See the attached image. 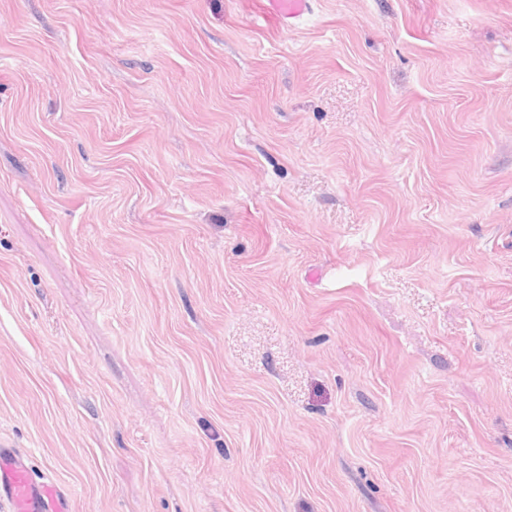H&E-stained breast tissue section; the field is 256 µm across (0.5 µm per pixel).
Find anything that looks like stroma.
Here are the masks:
<instances>
[{
    "mask_svg": "<svg viewBox=\"0 0 512 512\" xmlns=\"http://www.w3.org/2000/svg\"><path fill=\"white\" fill-rule=\"evenodd\" d=\"M0 442L72 512H512V0H0ZM262 11L275 22L288 27L290 20H296L310 9L308 0H260Z\"/></svg>",
    "mask_w": 512,
    "mask_h": 512,
    "instance_id": "stroma-1",
    "label": "stroma"
}]
</instances>
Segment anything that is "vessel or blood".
<instances>
[{
    "label": "vessel or blood",
    "instance_id": "1",
    "mask_svg": "<svg viewBox=\"0 0 512 512\" xmlns=\"http://www.w3.org/2000/svg\"><path fill=\"white\" fill-rule=\"evenodd\" d=\"M262 11L280 24L298 19L310 9L309 0H260ZM0 499L13 512H70V501L52 481H35L22 458L7 447L0 448Z\"/></svg>",
    "mask_w": 512,
    "mask_h": 512
}]
</instances>
